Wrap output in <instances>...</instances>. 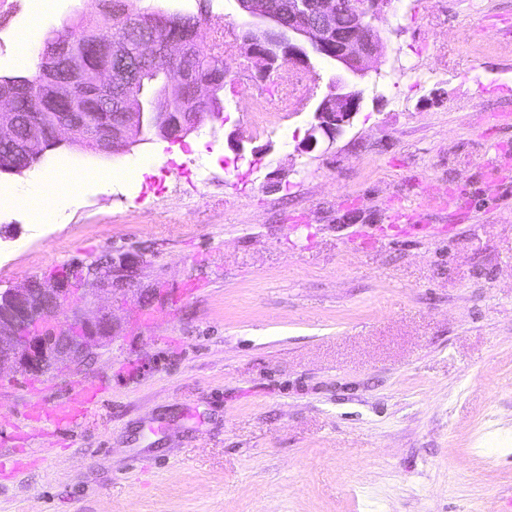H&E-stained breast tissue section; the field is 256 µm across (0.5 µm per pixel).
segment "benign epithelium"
<instances>
[{"mask_svg":"<svg viewBox=\"0 0 512 512\" xmlns=\"http://www.w3.org/2000/svg\"><path fill=\"white\" fill-rule=\"evenodd\" d=\"M242 17V43L250 57L267 69L278 59L302 66L313 53L328 59L333 75L328 93L313 112L306 138L297 146L312 151L318 137L333 141L349 126L363 100L356 78L380 52L382 6L388 0H289L277 9L273 0H236ZM96 24H85L98 52V63L78 45L79 27L65 18L52 28L39 53L37 82L48 95L32 90V78L0 77V146L10 149L0 170L20 173L50 147L70 143L96 153L118 154L139 141L148 129L157 137L178 140L207 116L221 115L218 82L195 67L201 41L198 33L179 37L169 33L180 13L140 11L134 15L112 8V0H97ZM141 34L138 49L126 37L103 39L99 25ZM93 97L118 121L85 133L79 96ZM57 107L50 125L42 121L48 104ZM28 113L23 136L17 135V112ZM125 280V270L109 267L97 277L99 291L108 295ZM82 266L50 285L31 282L0 295V368L31 379L63 369L79 370L102 343L112 338V313L90 319L81 305L87 295ZM68 309L72 323L55 327L58 313Z\"/></svg>","mask_w":512,"mask_h":512,"instance_id":"benign-epithelium-1","label":"benign epithelium"}]
</instances>
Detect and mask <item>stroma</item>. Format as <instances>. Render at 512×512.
Listing matches in <instances>:
<instances>
[{"instance_id":"1","label":"stroma","mask_w":512,"mask_h":512,"mask_svg":"<svg viewBox=\"0 0 512 512\" xmlns=\"http://www.w3.org/2000/svg\"><path fill=\"white\" fill-rule=\"evenodd\" d=\"M202 12L225 29L221 118L182 140L154 136L110 156L45 151L0 172V293L75 264L125 261L102 298L112 338L82 370L11 374L0 414L22 416L79 384L98 410L0 474V512H488L512 484V0H389L363 101L335 141L298 151L331 64L283 109L289 65L263 72L242 48L236 0H141ZM250 139L235 154L227 137ZM140 157V189L81 182ZM70 182L18 202L37 172ZM431 191L423 232L346 239L398 221ZM190 297H183V290Z\"/></svg>"}]
</instances>
